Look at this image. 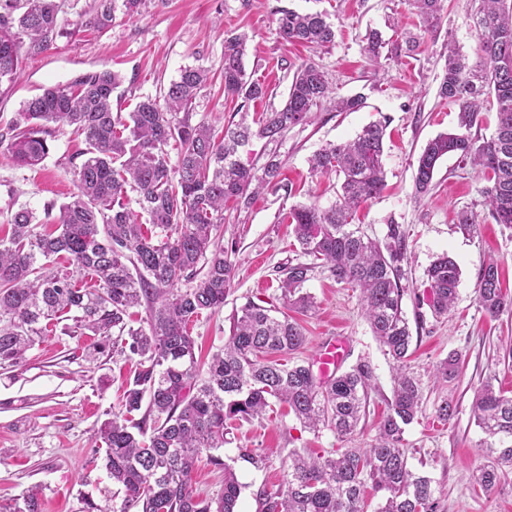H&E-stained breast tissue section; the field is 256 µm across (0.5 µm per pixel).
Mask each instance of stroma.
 Returning a JSON list of instances; mask_svg holds the SVG:
<instances>
[{
	"label": "stroma",
	"mask_w": 512,
	"mask_h": 512,
	"mask_svg": "<svg viewBox=\"0 0 512 512\" xmlns=\"http://www.w3.org/2000/svg\"><path fill=\"white\" fill-rule=\"evenodd\" d=\"M280 7L326 13L336 26L335 45L314 50L283 40L275 14ZM476 7L475 0H446L439 26L424 32L409 0H153L142 15L119 12L103 30L57 37L49 51L24 59L12 87L0 89L3 129L42 88L69 82L86 71L107 68L120 73L123 82L112 93V107L128 113L143 97L157 95L177 79L183 67L200 66L208 71L209 82L193 103V119L219 128L236 107L224 97V40L243 33L248 37L246 73L272 92L255 103V111L280 107L295 68L311 58L323 67L337 96H363L360 110L320 111L312 123L294 127L279 144L291 194L266 192L248 209L226 208L224 247L234 277L224 309L202 316L193 328L205 355L223 344L234 305L252 296L269 300L278 295L279 269L296 257L289 208L313 201L326 206L335 200V176L311 174L309 157L326 143L352 139L370 122L388 116L386 187L358 217L370 237L383 239L393 222L407 234L403 309L413 336L410 364L422 381L424 404L417 421L406 429L404 446L412 468L433 479L440 512H512V487L483 490L470 483L471 474L484 462L478 451L482 432L471 414L474 391L488 379L512 390V314L493 319L484 313L477 298V275L489 258H496L504 287L512 289V228L489 217L481 196L482 172L457 157L442 161L426 195L415 196L413 184L416 160L427 141L457 126L455 108L438 95L446 65L443 49L451 43L465 55L475 54ZM371 28L391 40L404 31L420 33V46L396 60L369 61L362 45ZM86 148L84 137L70 127L55 128L48 155L30 168L15 165L0 145L1 236L9 232L10 204L39 213L47 201H67L75 190L72 167L81 163ZM462 210L477 214L476 234L458 229ZM444 254L457 261L461 277L454 309L436 317L428 306L417 305L416 297L427 288V268ZM305 289L317 307L299 318L307 342L294 359L311 360L326 337L340 335L349 342L347 364L370 362L375 389L355 440L356 445L369 446L392 395L393 363L373 336L356 291L319 271ZM68 325L65 319L48 325L22 364L0 368V504L36 487L42 512H82L85 500L101 504L117 492L105 468L104 451L93 447L91 435L107 412L117 410L131 366L109 352L88 361L85 349L92 337L68 335ZM452 352L464 361L461 375L448 383L435 382L436 366ZM447 397L453 398L456 413L443 424L435 410ZM342 446L333 431L305 429L282 405L238 427L229 435L223 457L233 460L244 485L240 512H258L255 493L262 485L286 486L289 451L307 448L320 453ZM242 448L265 453L266 466L257 469L239 461Z\"/></svg>",
	"instance_id": "1"
}]
</instances>
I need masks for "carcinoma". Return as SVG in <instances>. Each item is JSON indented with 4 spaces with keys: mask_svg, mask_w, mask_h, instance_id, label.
<instances>
[{
    "mask_svg": "<svg viewBox=\"0 0 512 512\" xmlns=\"http://www.w3.org/2000/svg\"><path fill=\"white\" fill-rule=\"evenodd\" d=\"M147 2L100 0L95 13L79 15L70 26L100 30L117 7L138 15ZM411 2L426 27L441 21L445 0ZM276 22L287 42L316 50L335 44L336 26L322 12L280 8ZM472 23L480 55L471 60L448 46L439 84V95L458 108V129L427 141L417 158L414 187L418 195L428 193L442 159L456 156L483 171V205L495 223L512 226V0H480ZM64 32L55 0H0V85L19 78L22 56L48 51ZM246 43L244 35L225 40L224 96L237 102L239 120L228 121L219 134L204 121L192 123L193 101L208 81L207 70L195 66L182 68L166 89L144 97L126 117L112 110V91L122 76L110 69L87 72L43 89L0 131V144L7 143L21 166L47 156L52 124L74 127L88 144L87 158L73 166L76 191L70 200L44 205L47 217L58 211L54 232H37L35 214L26 206L10 211V236L0 238V367L20 364L46 324L69 313L70 334L89 331L99 337L93 353L112 344L134 363L121 410L92 435L105 445V466L122 503L102 507L89 501L85 512H237L242 485L220 454L224 433L237 421L265 415L274 402L287 405L304 427H327L350 447L326 455L290 451L287 489L259 488L260 512H364L368 483L381 494L377 512H439L433 480L412 469L403 448L405 427L423 405L420 380L407 365L412 334L401 284L406 233L390 223L379 241L355 224L361 206L385 186L389 117L312 155L313 173H333L340 180L329 206L298 204L288 212L300 253L312 261L283 267L276 303L264 306L246 298L207 367L196 357L191 327L199 316L224 308L233 279L223 243L224 206L246 207L264 191L291 194L277 150L261 162H245L241 154L255 138L278 145L327 104L337 112L364 104L360 95L336 98L322 68L308 61L293 74L282 107L249 115L250 105L268 89L246 78ZM419 44L417 34L390 43L371 29L364 52L376 61ZM485 111L496 112V126L480 139L471 129ZM319 269L359 292L363 315L393 362L392 399L368 448L353 441L374 388L372 365L359 360L321 380L309 364L288 360L306 341L303 326L288 311L315 309L303 288ZM89 274L96 286L79 287ZM460 275L455 260L438 257L427 269L428 299L418 304H427L436 316L448 314ZM477 288L485 314L512 313V291L502 287L496 261L482 267ZM142 305L145 325L134 328L130 309ZM460 368V357L451 353L435 377L452 379ZM471 412L485 434L479 451L488 459L472 479L486 489L512 474V395L487 380L475 391ZM203 454L224 471V490L211 496L193 486ZM0 512H41L38 493L28 490Z\"/></svg>",
    "mask_w": 512,
    "mask_h": 512,
    "instance_id": "cac0c4a2",
    "label": "carcinoma"
}]
</instances>
